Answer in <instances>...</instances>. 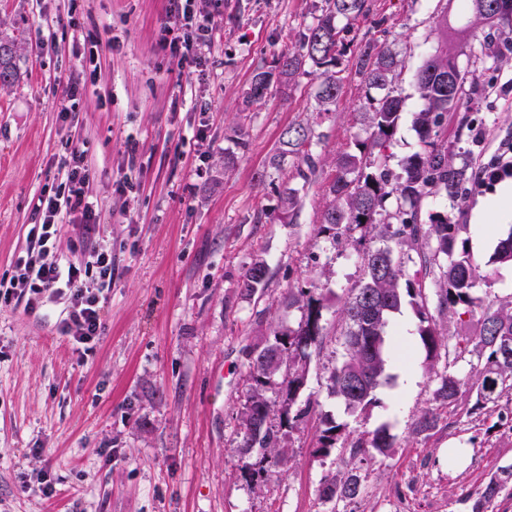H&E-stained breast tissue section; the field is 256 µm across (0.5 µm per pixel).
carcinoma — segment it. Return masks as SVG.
Instances as JSON below:
<instances>
[{
  "label": "carcinoma",
  "instance_id": "obj_1",
  "mask_svg": "<svg viewBox=\"0 0 512 512\" xmlns=\"http://www.w3.org/2000/svg\"><path fill=\"white\" fill-rule=\"evenodd\" d=\"M320 13L300 34L298 48L283 52L274 61L277 75L293 80L305 65L320 70L315 95L317 109L329 112L342 94L345 76L334 70L337 55L344 49L343 33L371 11L369 0H322ZM470 24L488 27L479 42L480 56L493 53L499 43H512V14L495 22L470 18ZM435 32L445 46L436 50L416 71L415 88L420 107L412 121L420 149L407 156L402 175L394 179L387 167V143L396 128L404 100L397 80L403 62L389 45L368 42L360 46L355 57V74L370 89L382 95L370 100L361 113L368 136L357 143L358 153L345 154L336 163L337 175L329 186L330 201L324 210L318 234L336 247L353 243L351 232L364 228L377 244L362 251L363 279L359 288L336 309L346 324L342 334L343 361L326 378L329 397L340 401L350 413H363L377 403L375 392L382 385L391 354L389 327L403 304L412 305L419 317V337L426 352V372L433 377V400L445 405L458 401L462 387L476 396V405H497L505 390H512V300L488 304L482 308L477 336L459 340L449 346L440 319L448 314L457 317L479 307L474 287L480 274L471 264L467 225L457 224L448 216L436 213L429 223L422 221L421 205L431 194H441L452 208L463 211L469 194L481 185L480 175L512 158V142L484 163H476L475 119L463 115L457 126L455 143L436 140L437 129L450 112H462L472 97L485 92L474 70L454 75L448 70V56L461 53L460 47L448 42V15L435 19ZM16 41L0 38V84L11 83L16 75L14 54ZM272 72L259 69L247 92V101L263 98ZM313 130L308 126H291L285 130L278 152L270 161L278 172L292 164L294 174L282 181L278 195V220L288 223L294 215L301 188L300 179L309 182L317 161L305 150L311 144ZM465 145H459V142ZM395 198L396 210L386 209ZM413 251L418 269L410 272L399 253ZM494 260L512 264V232L499 239ZM434 276V306H429L426 280ZM266 262L255 257L247 266L238 287L251 297L265 284ZM283 304L303 311L297 326L270 328L254 346L245 351L249 389L240 411L241 441L238 446L244 477L252 482L265 481L286 472L291 449L283 444L282 430L292 432L313 422L314 452L326 455L344 438L345 426L320 410V402L309 397L299 404L306 384L313 354L323 349L326 333L322 324L330 308V296L317 282L307 288H290ZM453 351L454 359L470 356L471 374L460 376L451 369L436 370L441 351ZM277 388L276 398L268 396ZM279 420L274 425L273 420ZM393 443L387 428L381 427L361 436L350 445L351 467L341 474L327 475L319 487L325 501H354L362 494V480L356 460L364 455H387ZM512 485V463L493 472L471 500V512H494L503 492Z\"/></svg>",
  "mask_w": 512,
  "mask_h": 512
}]
</instances>
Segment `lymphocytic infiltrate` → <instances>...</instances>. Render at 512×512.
Masks as SVG:
<instances>
[{"instance_id":"lymphocytic-infiltrate-1","label":"lymphocytic infiltrate","mask_w":512,"mask_h":512,"mask_svg":"<svg viewBox=\"0 0 512 512\" xmlns=\"http://www.w3.org/2000/svg\"><path fill=\"white\" fill-rule=\"evenodd\" d=\"M193 2L172 0L175 13L191 29L190 34L173 47L174 55L188 69L200 65L201 49L209 31L207 23L195 20ZM69 166L66 190L38 197L34 210L39 222L33 225L31 232L39 250L19 257L16 274L7 280L0 279V299L25 298V308L30 312L40 310L52 299L65 300L67 311L62 331L74 343L85 345L101 330L103 292L112 286V248L107 242H99L79 264L63 256H50L49 244L56 237L62 213L79 214L87 227L96 223L98 202L86 190L88 171L80 152H72ZM91 276L99 282V290L87 288L86 280Z\"/></svg>"}]
</instances>
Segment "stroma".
<instances>
[{"mask_svg": "<svg viewBox=\"0 0 512 512\" xmlns=\"http://www.w3.org/2000/svg\"><path fill=\"white\" fill-rule=\"evenodd\" d=\"M320 4L197 0L212 30L203 66L190 73L168 48L182 32L169 0H0V31L17 40L19 73L0 85V278L32 248L33 204L64 185L74 149L89 169L98 226L90 232L70 219L53 250L79 262L100 236L114 268L100 334L86 346L63 335L64 302L44 314L0 300V512H469L466 499L487 474L512 463V429L495 411L473 413L463 401L419 430L434 402L418 344L389 362L390 381L365 413L328 398L345 328L330 312L304 392L351 436L388 426L392 451L361 464L364 494L352 503L320 500L321 479L345 471L349 452L340 442L314 456L308 428L289 439L286 475L259 487L242 476L244 349L271 325L301 320V310L281 305L287 289L327 269L329 288L344 298L363 274L354 248H334L317 230L335 164L365 139L359 114L377 90L349 75L333 111L320 112L309 68L245 102L256 70L297 48ZM443 12L449 27L467 22L460 0H372L368 18L344 37L341 67L368 39L391 45L403 62L405 108L388 150L396 175L419 147L414 74L437 48L434 19ZM484 65L489 86L470 108L482 121L486 160L512 136V91L502 90L512 51ZM66 79L80 93L63 114L56 101ZM299 124L313 129L318 169L292 223L281 224L282 175L269 159ZM508 185L506 174L473 191L457 217L480 273L475 293L487 303L512 298V266L492 260L512 231V203L501 200ZM261 213L266 222H257ZM258 255L269 276L249 298L238 283ZM410 368L416 383L405 392ZM446 448L461 457L443 458Z\"/></svg>", "mask_w": 512, "mask_h": 512, "instance_id": "1", "label": "stroma"}]
</instances>
